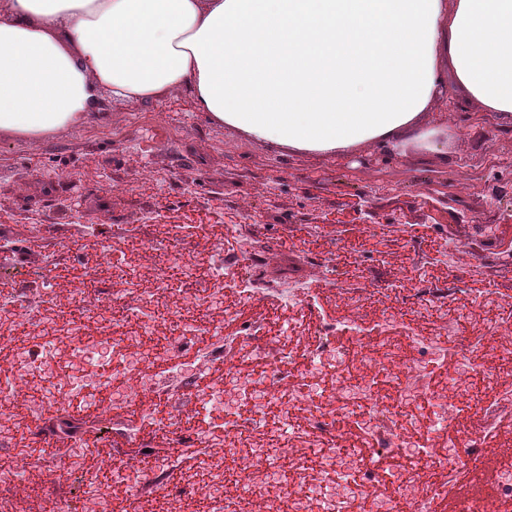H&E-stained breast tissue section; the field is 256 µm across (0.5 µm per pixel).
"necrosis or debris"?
<instances>
[{"label":"necrosis or debris","instance_id":"obj_1","mask_svg":"<svg viewBox=\"0 0 512 512\" xmlns=\"http://www.w3.org/2000/svg\"><path fill=\"white\" fill-rule=\"evenodd\" d=\"M185 278L204 280L206 291L172 298L164 288L143 290L139 262L116 268L111 309H103L88 284L91 270L76 271L71 302L83 317L65 318L47 283L0 292V484H21L31 496L42 487L41 469L63 480L79 478L76 495L61 498L57 512H105L121 491L126 512H138L143 491L183 512L168 469L147 467L145 486L128 488L130 464L100 456L97 439L72 438L61 453L45 452L26 436L29 424L47 416L93 417L107 432L113 411L134 409L139 426L124 428L137 441L142 428H161L194 453L200 489L232 484L226 512H435L451 500L452 512H512V458L501 461L488 493L460 492L461 473L477 475V463L512 416L500 414L496 392L512 391V300L496 302L490 333L460 342L454 329L465 312L443 302L418 308L414 319H432L434 331L417 329L392 338L365 333L362 302L353 299L339 322L304 337L299 325L269 336L257 354L247 336L223 338V323L198 322L208 295L234 279L239 259L220 255L200 264L176 253ZM285 287L282 304H309L302 266L258 255ZM207 337L211 362L223 379L198 390L193 408L158 425L160 402L179 400L194 377L197 355L187 345ZM21 407L23 418L10 414ZM219 425L223 452L237 467L227 480L213 463L209 431Z\"/></svg>","mask_w":512,"mask_h":512}]
</instances>
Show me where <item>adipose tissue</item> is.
I'll return each instance as SVG.
<instances>
[{
	"label": "adipose tissue",
	"instance_id": "adipose-tissue-1",
	"mask_svg": "<svg viewBox=\"0 0 512 512\" xmlns=\"http://www.w3.org/2000/svg\"><path fill=\"white\" fill-rule=\"evenodd\" d=\"M444 66L512 121V0H0V136L184 89L259 143L388 147L441 104Z\"/></svg>",
	"mask_w": 512,
	"mask_h": 512
}]
</instances>
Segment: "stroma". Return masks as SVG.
Instances as JSON below:
<instances>
[{
    "label": "stroma",
    "mask_w": 512,
    "mask_h": 512,
    "mask_svg": "<svg viewBox=\"0 0 512 512\" xmlns=\"http://www.w3.org/2000/svg\"><path fill=\"white\" fill-rule=\"evenodd\" d=\"M454 111L423 114L433 145L407 138L396 148L359 145L338 155L279 149L211 123L187 92L157 102L104 104L86 124L37 144L0 138V228L11 246L0 271L21 288L47 275V256L68 248L71 266H93L80 226L100 222L104 241L135 224L149 237V268L172 250L200 255L195 231L161 227L204 219L224 227L225 253L257 248L307 266L315 288L305 322L339 318L340 300L364 290L367 321L443 294L512 297V122L481 111L445 77ZM80 200L81 212L70 210ZM459 252L445 259L449 239ZM38 248L29 249L30 240Z\"/></svg>",
    "instance_id": "stroma-1"
}]
</instances>
